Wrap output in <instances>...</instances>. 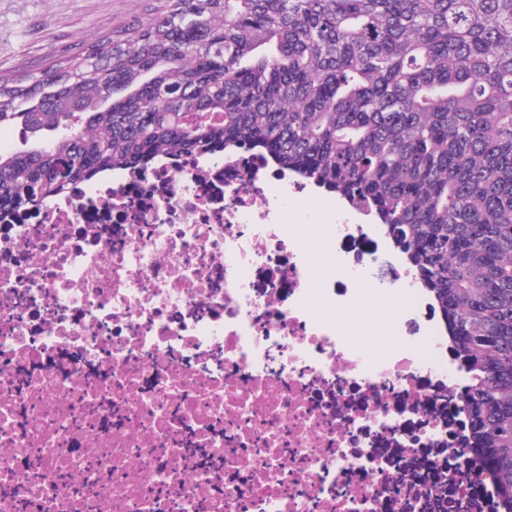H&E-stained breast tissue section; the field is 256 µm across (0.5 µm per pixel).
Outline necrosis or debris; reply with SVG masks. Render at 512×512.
<instances>
[{
    "instance_id": "1",
    "label": "necrosis or debris",
    "mask_w": 512,
    "mask_h": 512,
    "mask_svg": "<svg viewBox=\"0 0 512 512\" xmlns=\"http://www.w3.org/2000/svg\"><path fill=\"white\" fill-rule=\"evenodd\" d=\"M312 195L174 150L0 215V512H493L417 273Z\"/></svg>"
}]
</instances>
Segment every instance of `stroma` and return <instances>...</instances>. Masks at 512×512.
I'll return each mask as SVG.
<instances>
[{"mask_svg":"<svg viewBox=\"0 0 512 512\" xmlns=\"http://www.w3.org/2000/svg\"><path fill=\"white\" fill-rule=\"evenodd\" d=\"M162 0H0V74L23 76L148 22Z\"/></svg>","mask_w":512,"mask_h":512,"instance_id":"obj_1","label":"stroma"}]
</instances>
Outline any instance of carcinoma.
<instances>
[{
    "label": "carcinoma",
    "mask_w": 512,
    "mask_h": 512,
    "mask_svg": "<svg viewBox=\"0 0 512 512\" xmlns=\"http://www.w3.org/2000/svg\"><path fill=\"white\" fill-rule=\"evenodd\" d=\"M0 211L167 150L241 147L382 228L467 379L472 452L512 512V0H164L0 75Z\"/></svg>",
    "instance_id": "1"
}]
</instances>
